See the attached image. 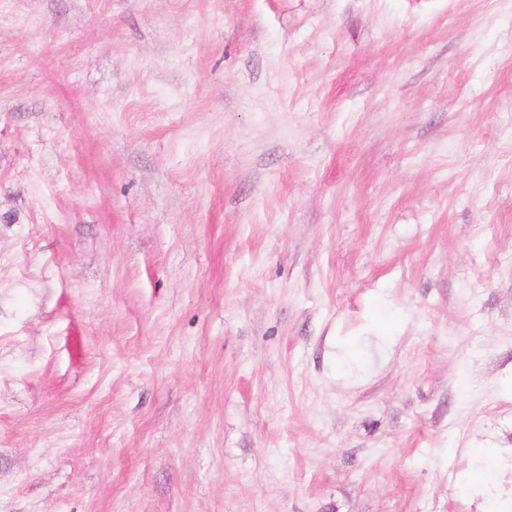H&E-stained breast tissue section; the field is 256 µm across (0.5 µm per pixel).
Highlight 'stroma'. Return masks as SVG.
I'll use <instances>...</instances> for the list:
<instances>
[{"mask_svg":"<svg viewBox=\"0 0 512 512\" xmlns=\"http://www.w3.org/2000/svg\"><path fill=\"white\" fill-rule=\"evenodd\" d=\"M512 496V0H0V512Z\"/></svg>","mask_w":512,"mask_h":512,"instance_id":"obj_1","label":"stroma"}]
</instances>
